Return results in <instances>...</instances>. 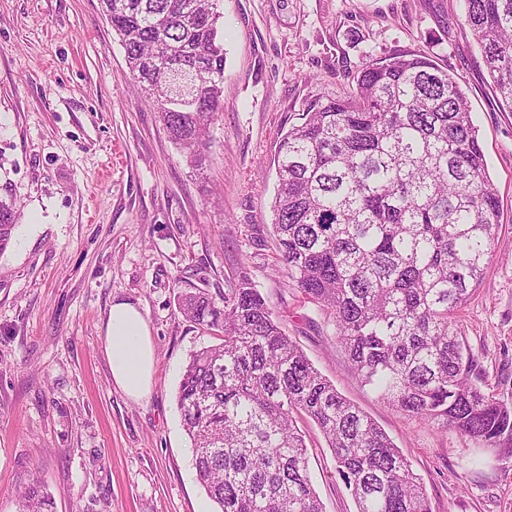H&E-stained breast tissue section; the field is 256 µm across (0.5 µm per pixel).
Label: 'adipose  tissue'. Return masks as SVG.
I'll use <instances>...</instances> for the list:
<instances>
[{
  "instance_id": "ef3b65f1",
  "label": "adipose tissue",
  "mask_w": 512,
  "mask_h": 512,
  "mask_svg": "<svg viewBox=\"0 0 512 512\" xmlns=\"http://www.w3.org/2000/svg\"><path fill=\"white\" fill-rule=\"evenodd\" d=\"M103 343L116 387L134 400L147 397L152 391L154 355L140 310L126 302L113 303L104 325Z\"/></svg>"
}]
</instances>
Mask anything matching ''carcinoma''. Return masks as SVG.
Segmentation results:
<instances>
[{"label": "carcinoma", "instance_id": "cac0c4a2", "mask_svg": "<svg viewBox=\"0 0 512 512\" xmlns=\"http://www.w3.org/2000/svg\"><path fill=\"white\" fill-rule=\"evenodd\" d=\"M221 0H101L126 79L155 97L187 165L206 160L222 110ZM497 105L512 112V0H465ZM272 227L288 278L336 327L363 386L439 424L478 457H512V399L486 389L456 312L484 278L502 224L467 98L426 52L369 56L356 92L313 100L276 144ZM18 218L0 200V251ZM221 337L193 352L177 407L215 512H323L298 426L311 419L356 512H431L411 462L283 332L249 273L217 300L180 296ZM19 512H51L33 484Z\"/></svg>", "mask_w": 512, "mask_h": 512}]
</instances>
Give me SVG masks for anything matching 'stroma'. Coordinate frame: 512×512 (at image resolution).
I'll return each instance as SVG.
<instances>
[{
	"label": "stroma",
	"mask_w": 512,
	"mask_h": 512,
	"mask_svg": "<svg viewBox=\"0 0 512 512\" xmlns=\"http://www.w3.org/2000/svg\"><path fill=\"white\" fill-rule=\"evenodd\" d=\"M223 110L192 173L128 89L100 0H0V199L18 225L0 252V512L43 482L53 512H215L196 480L177 388L213 336L180 294L222 298L247 269L286 333L370 414L423 480L431 512H512V457L474 468L470 444L377 402L335 327L277 270L273 155L292 113L343 98L366 56L423 51L463 88L504 218L457 320L488 389L512 395V112L500 110L464 0H222ZM144 315L156 366L135 401L112 381L109 308ZM324 512H355L317 428L307 442Z\"/></svg>",
	"instance_id": "35a3bbf8"
}]
</instances>
